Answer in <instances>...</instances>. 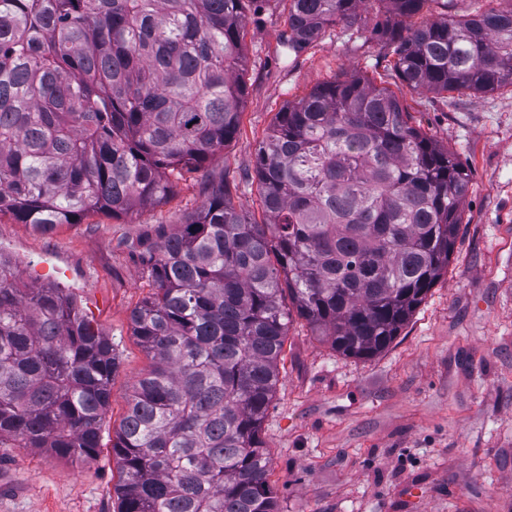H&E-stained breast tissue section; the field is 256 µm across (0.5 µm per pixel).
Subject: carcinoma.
Returning <instances> with one entry per match:
<instances>
[{"label":"carcinoma","mask_w":512,"mask_h":512,"mask_svg":"<svg viewBox=\"0 0 512 512\" xmlns=\"http://www.w3.org/2000/svg\"><path fill=\"white\" fill-rule=\"evenodd\" d=\"M245 0H0V214L49 232L119 218L202 173V205L141 252L130 314L151 359L112 439L117 512H280L261 425L290 300L343 355L385 351L448 269L469 178L361 77L287 104L260 142L264 221L206 162L239 129ZM428 0H290L298 53L378 3L372 29L410 90L512 87V2L409 19ZM116 355L64 289L0 257V447L97 455Z\"/></svg>","instance_id":"obj_1"}]
</instances>
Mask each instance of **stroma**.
<instances>
[{"label": "stroma", "mask_w": 512, "mask_h": 512, "mask_svg": "<svg viewBox=\"0 0 512 512\" xmlns=\"http://www.w3.org/2000/svg\"><path fill=\"white\" fill-rule=\"evenodd\" d=\"M289 0H252L239 132L210 160L234 204L262 221L254 160L277 112L315 85L359 75L388 88L411 123L469 174L454 252L411 320L381 354L346 357L291 316L261 437L280 512H512V87L437 95L404 87L369 28L328 29L285 50ZM198 177L165 204L115 218L92 213L42 235L0 214V254L27 284L64 288L117 357L94 460L0 447V512H115L112 438L150 359L130 312L151 291L139 263L160 224L201 205Z\"/></svg>", "instance_id": "stroma-1"}]
</instances>
